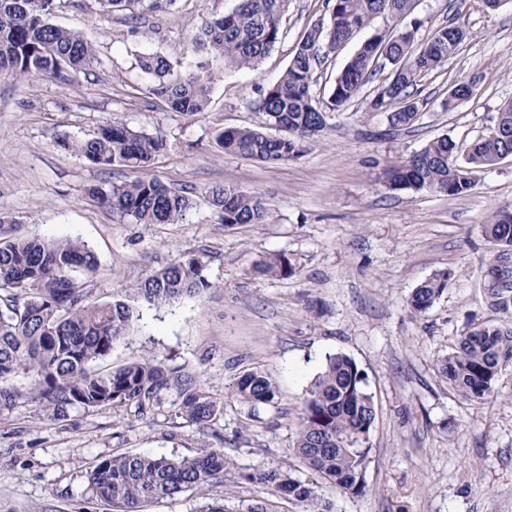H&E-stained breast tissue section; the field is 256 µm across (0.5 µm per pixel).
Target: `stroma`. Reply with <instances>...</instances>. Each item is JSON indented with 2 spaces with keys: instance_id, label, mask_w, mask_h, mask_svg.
Returning <instances> with one entry per match:
<instances>
[{
  "instance_id": "35a3bbf8",
  "label": "stroma",
  "mask_w": 512,
  "mask_h": 512,
  "mask_svg": "<svg viewBox=\"0 0 512 512\" xmlns=\"http://www.w3.org/2000/svg\"><path fill=\"white\" fill-rule=\"evenodd\" d=\"M237 0H174L168 10L104 12L99 0H57L54 24L82 32L97 61L66 80H0V216L25 236L87 242L99 270L86 277L94 301L128 303L140 318L102 361L116 369L152 353L171 373V386L153 411H71L48 420L28 399L25 374L11 384L15 406L0 410V512H118L88 487L96 460L121 453L167 458L223 449L232 468L223 482L205 484L142 512H199L227 497L251 498L240 474L286 465L318 483L332 512H512V368L494 394L476 404L458 397L437 368L456 339L482 322L512 317L487 294L499 248L483 226L512 206V158L478 172L462 197L395 191L384 171L446 136L467 146L484 136L502 103L512 100V0L492 10L481 0H413L410 13L380 15L336 52L324 56L311 93L328 103L336 77L371 36L398 27L427 42L440 26L469 37L437 70L421 77L422 104L412 127H391L369 102L390 76L381 69L360 94L329 112L322 135L288 160L262 162L224 152L218 132L256 127L262 89L276 83L313 25L328 20L327 0H290L283 36L258 69L224 67L192 42L203 19L229 14ZM158 53L185 71L205 65L216 80L207 109L173 111L154 96V80L137 65ZM460 82L475 94L445 109ZM120 118L167 144L139 175L184 193L192 206L179 224H136L88 194L137 173L90 165L60 149V136L91 137ZM223 186L263 198V224L222 223L208 194ZM204 256L210 289L171 305L151 307L131 291L183 254ZM285 254L295 271L272 277L255 266ZM448 286L422 315L412 291L438 273ZM352 357L367 375L377 416L365 464L366 491L352 496L325 484L293 445L308 390L328 356ZM258 369L277 384V407L251 410L228 390ZM201 384L224 413L207 425L181 416L180 386Z\"/></svg>"
}]
</instances>
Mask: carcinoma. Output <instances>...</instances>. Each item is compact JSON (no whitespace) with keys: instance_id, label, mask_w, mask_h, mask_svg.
<instances>
[{"instance_id":"obj_1","label":"carcinoma","mask_w":512,"mask_h":512,"mask_svg":"<svg viewBox=\"0 0 512 512\" xmlns=\"http://www.w3.org/2000/svg\"><path fill=\"white\" fill-rule=\"evenodd\" d=\"M289 0H238L234 11L206 20L193 42L206 53L224 58L233 69L255 68L281 40V18ZM412 0H333L329 23L308 32L299 43L281 79L264 89L258 109L271 135L250 127L225 128L216 136L224 151L262 161L296 156L301 144L327 127L326 112L311 94V79L322 53L336 50L365 28L377 15L399 19ZM56 0H0V80L51 76L64 79L69 70L90 67L96 61L91 42L81 33L49 22ZM468 37L466 30L443 26L431 39L414 45L413 34L396 27L366 40L336 78L330 106L342 107L355 98L391 59V80L370 101L371 108L388 113L393 127L414 123L421 103L414 94L418 78L435 70ZM140 69L154 77L152 93L175 111L198 114L205 110L214 83L208 72H183L158 53L139 57ZM501 134L486 135L465 152L441 136L420 152L390 165L385 176L390 188L464 195L476 186V172L494 166L512 152V101L498 109ZM58 145L98 167L139 170L165 150V142L134 131L121 120L102 125L88 139H58ZM90 196L136 224H178L191 200L156 178L138 177L106 189L93 187ZM209 202L225 224H262L267 207L262 198L244 191L215 187ZM0 216V410L21 398L10 386L18 374L31 376V393L47 418L60 420L72 409L87 412L104 408H135L143 413L160 404L169 389L170 373L148 353L116 370H100L97 363L126 338L134 319L123 300L96 303L89 299L75 273L95 274L99 262L94 250L76 239L26 238L5 228ZM499 247H512V210L498 211L483 227ZM199 255L188 254L164 266L132 291L149 306L171 304L212 287ZM257 270L288 276L293 267L282 254L262 261ZM488 295L493 305L509 313L512 283L509 271H490ZM448 287V274L436 275L415 288L410 307L425 313ZM439 372L463 399L482 403L494 392L502 372L512 367V327L484 323L456 342L438 361ZM231 396L252 408L274 407L278 388L261 371H249L232 385ZM223 406L191 382L182 390L181 415L192 425L217 418ZM376 418L374 396L367 376L347 355L328 357L324 370L308 391L295 448L307 467L345 494L364 493V462L370 431ZM230 461L220 448L205 446L193 456L177 459L145 454H120L100 459L88 474L93 495L121 512H139L151 499L173 498L204 483L224 482ZM249 484L280 494L305 506L304 512H330L314 487L279 466L259 468L241 476ZM202 512H271L263 499H240L207 504Z\"/></svg>"}]
</instances>
